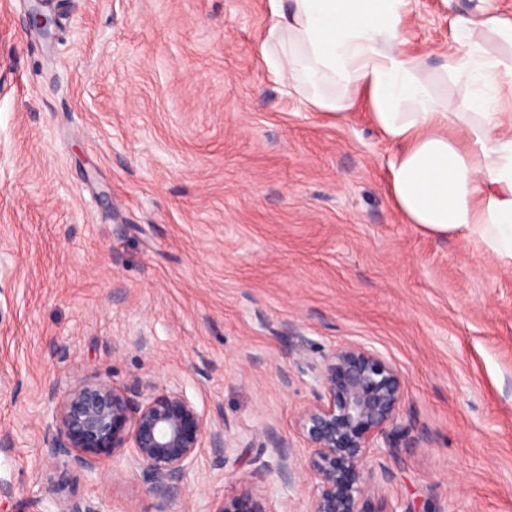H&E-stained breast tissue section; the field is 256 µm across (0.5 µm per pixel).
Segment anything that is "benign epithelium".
Here are the masks:
<instances>
[{
  "label": "benign epithelium",
  "mask_w": 512,
  "mask_h": 512,
  "mask_svg": "<svg viewBox=\"0 0 512 512\" xmlns=\"http://www.w3.org/2000/svg\"><path fill=\"white\" fill-rule=\"evenodd\" d=\"M54 24L42 0H32L30 30L45 35ZM296 367L314 380L312 399L297 418L307 455L295 460L290 440L267 428L264 446L276 456L278 480L290 485L302 474L309 477L316 489L310 512H372L369 459L393 447L404 401L400 370L359 342L334 347L317 362L302 353ZM47 398L52 409L45 425L52 436L42 449L45 462L98 475L101 455L110 454L147 477L155 512H172L200 449L234 447L222 413L199 411L176 386L130 388L86 377L62 393L49 386ZM39 494L50 498L54 512H105L101 500L59 495L52 481ZM210 512L271 510L266 494L245 487L213 502Z\"/></svg>",
  "instance_id": "7a95c632"
}]
</instances>
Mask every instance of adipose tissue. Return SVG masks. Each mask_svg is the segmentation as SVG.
Returning a JSON list of instances; mask_svg holds the SVG:
<instances>
[{"label": "adipose tissue", "instance_id": "1", "mask_svg": "<svg viewBox=\"0 0 512 512\" xmlns=\"http://www.w3.org/2000/svg\"><path fill=\"white\" fill-rule=\"evenodd\" d=\"M410 0H290L276 6L263 55L316 111L347 118L367 97L391 147L388 194L405 221L465 238L512 270V18L457 17L436 95L426 58L403 49Z\"/></svg>", "mask_w": 512, "mask_h": 512}]
</instances>
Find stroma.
<instances>
[{
	"label": "stroma",
	"mask_w": 512,
	"mask_h": 512,
	"mask_svg": "<svg viewBox=\"0 0 512 512\" xmlns=\"http://www.w3.org/2000/svg\"><path fill=\"white\" fill-rule=\"evenodd\" d=\"M512 0H412L407 49L439 71L456 16ZM0 0V512H50L48 384L177 385L222 412L227 465L202 449L174 512H209L273 464L266 427L306 449L299 353L354 341L403 376L394 454L372 503L512 512V271L406 223L390 147L360 102L309 110L261 54L272 0ZM145 333L139 349L130 337ZM68 473L62 495L154 512L140 473ZM272 512L315 489L267 481ZM34 2L28 11V25L31 31L40 34H48L50 28L55 24L54 18L44 12L42 9V0H32Z\"/></svg>",
	"instance_id": "stroma-1"
}]
</instances>
